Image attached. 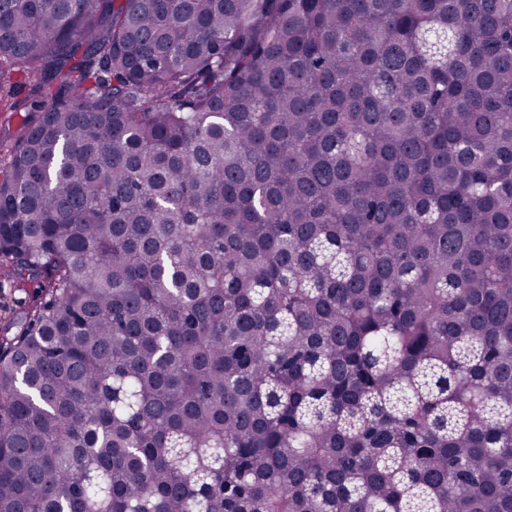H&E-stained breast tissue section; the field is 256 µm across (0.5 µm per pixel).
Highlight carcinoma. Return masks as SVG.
<instances>
[{"mask_svg":"<svg viewBox=\"0 0 512 512\" xmlns=\"http://www.w3.org/2000/svg\"><path fill=\"white\" fill-rule=\"evenodd\" d=\"M0 112V512H512V0H0ZM0 335L4 332L14 333L24 323L25 301H29L35 288H23L15 291L0 278Z\"/></svg>","mask_w":512,"mask_h":512,"instance_id":"cac0c4a2","label":"carcinoma"}]
</instances>
